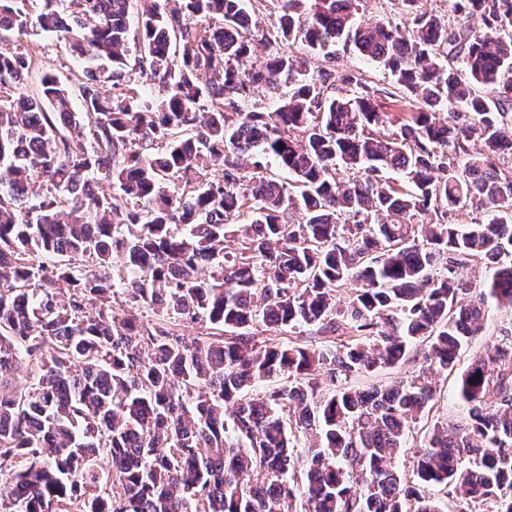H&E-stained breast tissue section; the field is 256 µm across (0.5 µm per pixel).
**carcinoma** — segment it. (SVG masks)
I'll list each match as a JSON object with an SVG mask.
<instances>
[{
	"mask_svg": "<svg viewBox=\"0 0 512 512\" xmlns=\"http://www.w3.org/2000/svg\"><path fill=\"white\" fill-rule=\"evenodd\" d=\"M264 2L151 0L133 40V0H0L6 512H297L300 495L308 512H439L397 462L431 409L426 376L346 381L418 343L427 370L451 374L489 300L512 309V175L499 167L512 156V0H449L480 15L478 30L423 0H391L409 28L357 22L365 0H271L262 28ZM29 26L84 59L82 111L50 74L18 91L32 58L10 42ZM256 41L270 50L261 69ZM298 43L309 54L288 50ZM336 46L389 71L398 106H418L381 112L386 90L360 70L314 66ZM135 72L164 96L144 102ZM334 77L354 90L333 92ZM259 88L273 111L250 106ZM102 180L112 194L95 193ZM464 206L486 219H451ZM478 261L490 277L477 289L465 272ZM188 324L203 332L187 339ZM23 364L31 384L18 390ZM458 388L469 421L429 431L416 480L458 491L459 512H512V327ZM298 432L310 442L295 457Z\"/></svg>",
	"mask_w": 512,
	"mask_h": 512,
	"instance_id": "cac0c4a2",
	"label": "carcinoma"
}]
</instances>
